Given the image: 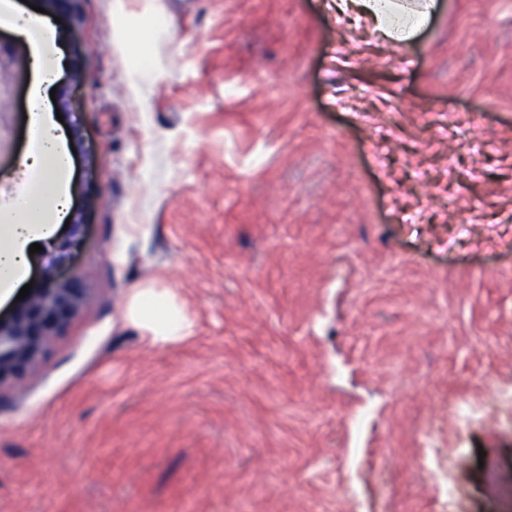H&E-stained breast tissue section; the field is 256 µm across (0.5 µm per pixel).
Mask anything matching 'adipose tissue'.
I'll use <instances>...</instances> for the list:
<instances>
[{"label": "adipose tissue", "mask_w": 512, "mask_h": 512, "mask_svg": "<svg viewBox=\"0 0 512 512\" xmlns=\"http://www.w3.org/2000/svg\"><path fill=\"white\" fill-rule=\"evenodd\" d=\"M438 0H332L337 20L365 21L380 39L396 43L413 41L431 22ZM25 18L23 36L30 43L39 67L56 72L61 52L56 33L48 19L22 16L14 0H0V24L14 26ZM32 125L43 137V146L35 147L39 160L33 165L34 186L7 210L0 212V300L10 298L26 280L32 259L31 244L53 238L62 219L58 206L67 194L68 153L65 137L51 114V101L43 84L33 92ZM130 317L156 347L176 344L188 337L192 324L172 293L156 288L140 289L134 296Z\"/></svg>", "instance_id": "1"}]
</instances>
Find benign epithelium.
<instances>
[{
    "mask_svg": "<svg viewBox=\"0 0 512 512\" xmlns=\"http://www.w3.org/2000/svg\"><path fill=\"white\" fill-rule=\"evenodd\" d=\"M78 283L44 272L41 282L9 314L0 315V382L35 365L48 340L78 312Z\"/></svg>",
    "mask_w": 512,
    "mask_h": 512,
    "instance_id": "7a95c632",
    "label": "benign epithelium"
}]
</instances>
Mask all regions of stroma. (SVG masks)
Segmentation results:
<instances>
[{
	"instance_id": "35a3bbf8",
	"label": "stroma",
	"mask_w": 512,
	"mask_h": 512,
	"mask_svg": "<svg viewBox=\"0 0 512 512\" xmlns=\"http://www.w3.org/2000/svg\"><path fill=\"white\" fill-rule=\"evenodd\" d=\"M328 2L61 14L85 297L0 383V512H448L447 463L464 512H512L482 470L512 483V0L400 47ZM140 288L186 340H145ZM130 317L156 347L176 344L188 337L192 324L172 293L157 288H140L132 299Z\"/></svg>"
}]
</instances>
